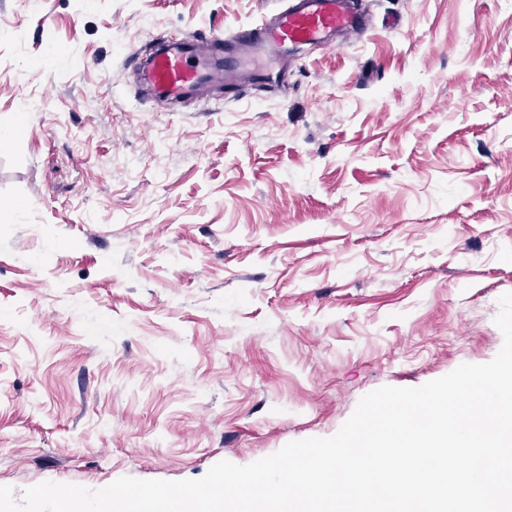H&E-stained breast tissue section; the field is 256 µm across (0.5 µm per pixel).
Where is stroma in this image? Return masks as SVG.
<instances>
[{
    "mask_svg": "<svg viewBox=\"0 0 512 512\" xmlns=\"http://www.w3.org/2000/svg\"><path fill=\"white\" fill-rule=\"evenodd\" d=\"M286 87L147 96L284 0H0V485L197 479L499 352L512 0H354Z\"/></svg>",
    "mask_w": 512,
    "mask_h": 512,
    "instance_id": "obj_1",
    "label": "stroma"
}]
</instances>
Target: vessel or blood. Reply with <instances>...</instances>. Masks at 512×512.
Instances as JSON below:
<instances>
[{
    "label": "vessel or blood",
    "mask_w": 512,
    "mask_h": 512,
    "mask_svg": "<svg viewBox=\"0 0 512 512\" xmlns=\"http://www.w3.org/2000/svg\"><path fill=\"white\" fill-rule=\"evenodd\" d=\"M364 25L352 0H288L259 23L228 36H194L161 44L141 59L139 74L148 95L168 101L195 98L227 83L255 84L268 75L259 59H287L304 43L329 48L337 37L359 33Z\"/></svg>",
    "instance_id": "obj_1"
}]
</instances>
